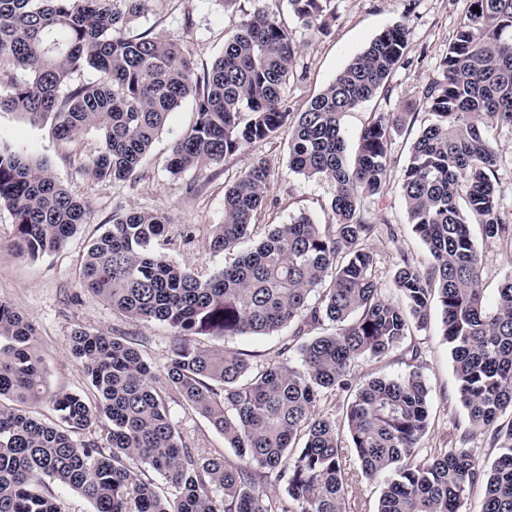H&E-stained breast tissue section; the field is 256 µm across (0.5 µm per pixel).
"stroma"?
<instances>
[{
  "label": "stroma",
  "mask_w": 512,
  "mask_h": 512,
  "mask_svg": "<svg viewBox=\"0 0 512 512\" xmlns=\"http://www.w3.org/2000/svg\"><path fill=\"white\" fill-rule=\"evenodd\" d=\"M471 0H328L325 31L307 29L292 15L288 0H152L135 31L181 43L198 67L211 66L224 49V41L241 20L256 9L274 14L291 31L298 56L288 80L285 97L290 111L301 112L311 99L384 29L397 23L410 30L401 66L389 81L387 97L362 103L341 119L348 152H355L361 131L377 112H403L407 119L391 143V171L383 196L365 198L363 212L373 223L368 246L374 256L373 273L389 298H396L394 274L400 253L415 262L427 259V249L408 222L401 197L400 177L410 149L430 116L422 107L423 85L440 74L439 64L448 51ZM193 99H185L158 134L142 166L133 177L112 183L88 179L83 166L94 156L101 140L86 133L74 143L57 140L49 122L31 123L23 115L0 111V144L23 149L50 165L57 179L89 209L85 224L59 250L31 260L15 255L10 245L15 225L9 211L0 209V301L29 320L38 332V347L46 380L52 392L88 390L82 362L72 355L68 338L78 328L109 335L133 337L156 378H163L177 341L174 329L158 322L126 316L100 297L83 289L80 263L90 243L112 223L118 212L137 209L166 217V235L156 246L173 263L207 278L231 264L232 251L213 252L210 240L215 225L224 221V191L256 158H265L270 180L265 203L254 217L251 243L264 239L270 225L286 224L299 215L315 222L332 221L330 202L335 186L328 178H307L289 167L288 139L259 142L226 157L223 164L174 175L166 159L175 142L195 121ZM489 139L499 155L494 182L499 203L512 213V128L491 130ZM481 260V286L486 299H494L504 279L512 275V243L486 237L481 225L470 227ZM421 352L420 370L429 389L430 426L424 448H454L463 430H470L465 410L457 400V384L439 315H432L427 329L412 338ZM172 419L193 448L233 457L222 435L198 414L170 403ZM468 443L482 459L495 451L483 431L470 430Z\"/></svg>",
  "instance_id": "stroma-1"
}]
</instances>
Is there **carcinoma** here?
Listing matches in <instances>:
<instances>
[{"mask_svg": "<svg viewBox=\"0 0 512 512\" xmlns=\"http://www.w3.org/2000/svg\"><path fill=\"white\" fill-rule=\"evenodd\" d=\"M149 3L0 0V110L33 122L50 117L55 137L66 142L96 129L102 147L84 168L93 181L133 176L188 97L196 120L172 149L166 168L173 175L220 165L286 128L290 169L334 181V223L302 214L274 224L231 265L201 279L154 250L165 217L134 209L113 215L81 263L82 285L115 310L176 330L182 343L159 387L128 337L73 331L69 344L95 401L51 395L52 424L19 409L44 392L37 332L0 301V512H62L48 479L87 499L93 512H350L343 433L362 473L380 483L377 512H466L476 486L480 512H512V279L486 301L469 232L480 224L487 237L512 240L489 141L493 127L512 126V0H471L439 77L421 91L432 119L411 147L401 196L430 260L420 268L400 254L394 283L401 305L373 276L366 242L374 225L361 199L383 195L403 118L375 113L350 162L341 117L389 92L408 29L382 31L305 111L291 112L284 87L298 46L265 10L246 16L200 74L180 45L133 31ZM326 3L288 0L295 17L317 29L326 25ZM87 69L96 80L73 82ZM269 175L266 160L256 158L226 189L213 251L250 238ZM0 207L13 216L12 249L30 259L59 248L87 216L86 203L47 162L1 144ZM436 305L459 401L471 428L488 432L496 449L490 462L465 448L468 430L462 449L421 454L429 391L419 371L353 387L359 359L400 347L412 328H427ZM325 324L335 332L311 335ZM283 327L289 336L278 362L206 344ZM339 390L354 391L340 424L316 410L321 395ZM168 398L223 434L237 461L183 442ZM273 477L285 496L264 493Z\"/></svg>", "mask_w": 512, "mask_h": 512, "instance_id": "1", "label": "carcinoma"}]
</instances>
